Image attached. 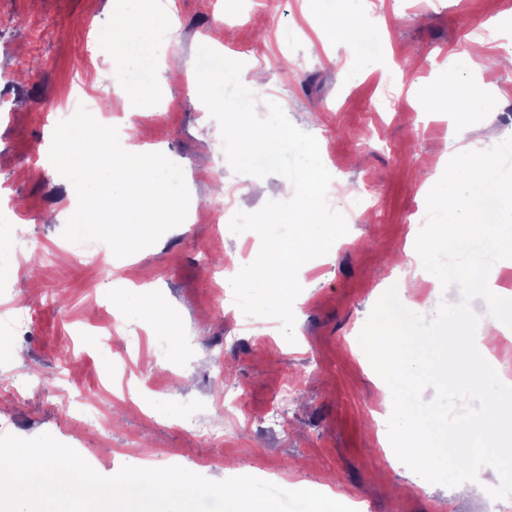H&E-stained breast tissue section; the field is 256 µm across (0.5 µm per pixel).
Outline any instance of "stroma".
Returning a JSON list of instances; mask_svg holds the SVG:
<instances>
[{
  "mask_svg": "<svg viewBox=\"0 0 512 512\" xmlns=\"http://www.w3.org/2000/svg\"><path fill=\"white\" fill-rule=\"evenodd\" d=\"M132 15L131 0H0V187L15 209L0 203V245L23 214L31 238L57 250L37 263L28 286L49 290L46 306L21 291L12 265H0V291L17 292L20 310H34L27 334L0 339V380L22 377L26 391L0 402V436L33 439L50 434L68 443L67 423L51 394L61 385V365L88 394L97 396L104 420L86 436L88 464L100 475L123 466H180L213 481L256 476L253 461L270 469L277 486L310 483L356 503L360 512H490L486 496L446 493L410 452L384 446L367 415L378 404L377 363L363 338L388 323L386 304L414 302L402 292L418 267L411 255L427 220L425 184L443 174L458 145L485 151L512 132V70L495 57L512 47V0H362L367 31L380 34L382 51L321 42L315 0H279L269 12L250 0H160L158 15L170 22L167 50L151 49L161 68L167 53L185 66L171 83L153 84L142 74L112 70V106L139 115L145 143L164 148L183 171L191 199L211 204L206 218L172 228L137 255L93 266L61 251L63 227L45 223L50 212L76 210L73 184L49 159L57 124L74 95L96 83L84 67L93 34L111 27L114 14ZM484 38L489 54L479 69L455 70L460 50ZM242 62L241 82L265 73L269 101L318 141L338 193L332 203L348 213V231L332 256L306 262L299 274L304 304L295 310L294 343L266 341L265 330L246 329L233 290L224 281L225 254H240L241 235L218 233L216 223L236 187L235 209L253 213L268 201L289 200L284 176L235 172L225 155L220 125L204 112L193 62L199 46ZM482 87L486 111L473 113L475 134L454 142L447 104L426 107L423 92L449 76ZM150 91L154 107L139 112L135 90ZM395 99L392 112L378 109ZM130 331L149 329L146 300H168L183 330L167 337L164 361L172 371L169 395L157 391L159 372L150 359L153 339L129 344L117 336L112 356L98 353L85 336L101 310H113L116 280ZM19 363L7 361L12 350ZM293 383L288 429L247 414L266 409L284 383ZM246 389L245 407L227 419L221 407L231 386ZM426 416L449 428L477 416L481 396L450 369L447 380H422ZM184 413L220 430L221 448L201 444L177 428Z\"/></svg>",
  "mask_w": 512,
  "mask_h": 512,
  "instance_id": "35a3bbf8",
  "label": "stroma"
}]
</instances>
